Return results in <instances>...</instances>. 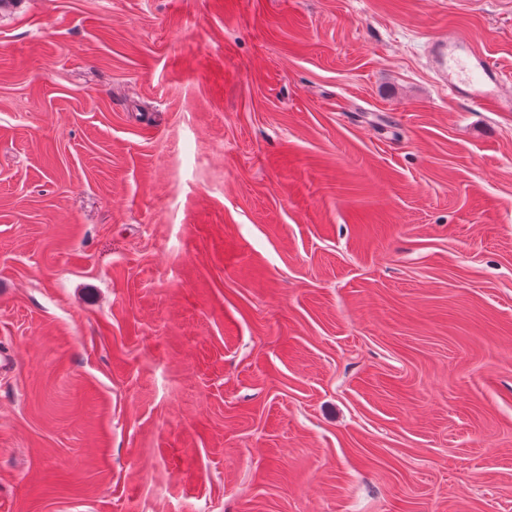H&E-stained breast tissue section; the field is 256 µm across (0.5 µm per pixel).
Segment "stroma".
Wrapping results in <instances>:
<instances>
[{"instance_id": "35a3bbf8", "label": "stroma", "mask_w": 512, "mask_h": 512, "mask_svg": "<svg viewBox=\"0 0 512 512\" xmlns=\"http://www.w3.org/2000/svg\"><path fill=\"white\" fill-rule=\"evenodd\" d=\"M512 0L0 10V512H512ZM433 58L448 93L464 102L512 112V94L504 90V73L491 56L464 35L436 39Z\"/></svg>"}]
</instances>
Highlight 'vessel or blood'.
Wrapping results in <instances>:
<instances>
[{"label":"vessel or blood","mask_w":512,"mask_h":512,"mask_svg":"<svg viewBox=\"0 0 512 512\" xmlns=\"http://www.w3.org/2000/svg\"><path fill=\"white\" fill-rule=\"evenodd\" d=\"M433 58L450 94L475 107L489 104L512 112V93L504 89L503 71L471 38L436 39Z\"/></svg>","instance_id":"1"}]
</instances>
